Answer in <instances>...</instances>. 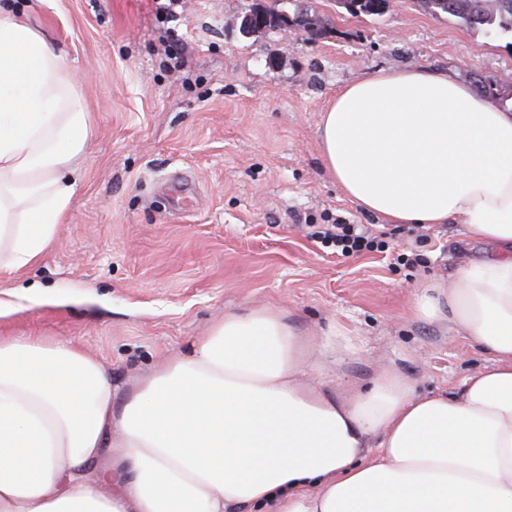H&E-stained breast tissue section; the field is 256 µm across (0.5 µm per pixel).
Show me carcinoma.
<instances>
[{
  "instance_id": "1",
  "label": "carcinoma",
  "mask_w": 512,
  "mask_h": 512,
  "mask_svg": "<svg viewBox=\"0 0 512 512\" xmlns=\"http://www.w3.org/2000/svg\"><path fill=\"white\" fill-rule=\"evenodd\" d=\"M352 16H380L384 11L373 0H337ZM420 6L432 15L447 14L470 29H482L487 34L506 38L512 48V0H420Z\"/></svg>"
}]
</instances>
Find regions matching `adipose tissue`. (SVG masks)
<instances>
[{
	"instance_id": "obj_1",
	"label": "adipose tissue",
	"mask_w": 512,
	"mask_h": 512,
	"mask_svg": "<svg viewBox=\"0 0 512 512\" xmlns=\"http://www.w3.org/2000/svg\"><path fill=\"white\" fill-rule=\"evenodd\" d=\"M91 131L65 58L0 5V276L52 243ZM320 146L365 212L496 247L413 299L489 365L450 394L393 366L342 394L312 370L352 354L346 329L308 334L264 307L225 313L122 391L80 346L0 337V512H512V106L441 70L380 71L337 92ZM112 447L114 468L88 473Z\"/></svg>"
}]
</instances>
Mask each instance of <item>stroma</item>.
<instances>
[{
  "instance_id": "1",
  "label": "stroma",
  "mask_w": 512,
  "mask_h": 512,
  "mask_svg": "<svg viewBox=\"0 0 512 512\" xmlns=\"http://www.w3.org/2000/svg\"><path fill=\"white\" fill-rule=\"evenodd\" d=\"M263 3L317 15L323 30L242 34L252 0H19L69 63L94 127L53 243L0 279L1 291H40L0 318V336L76 343L123 387L190 352L225 312L271 306L314 335L347 329L355 353L334 389L393 365L420 393L450 392L488 356L410 305L472 245L462 225L421 233L348 200L322 164L320 119L339 89L381 70L480 75L512 98V50L417 0L370 17L335 0ZM167 31L190 49L183 66L161 51ZM337 222L372 226L384 251L336 253L315 233Z\"/></svg>"
}]
</instances>
